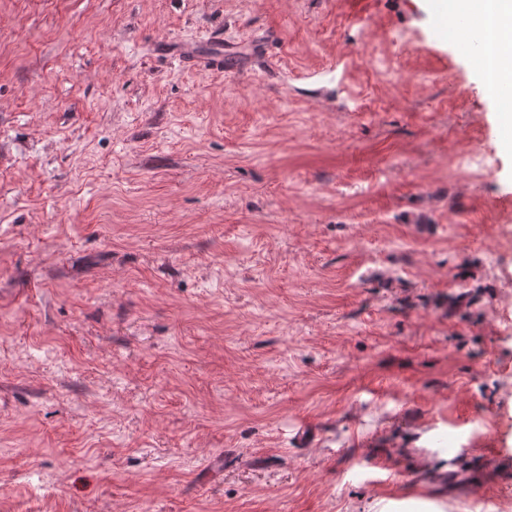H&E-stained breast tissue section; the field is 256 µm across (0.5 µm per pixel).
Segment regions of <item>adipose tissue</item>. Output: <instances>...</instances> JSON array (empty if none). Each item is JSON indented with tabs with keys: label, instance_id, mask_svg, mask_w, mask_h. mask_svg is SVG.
<instances>
[{
	"label": "adipose tissue",
	"instance_id": "adipose-tissue-1",
	"mask_svg": "<svg viewBox=\"0 0 512 512\" xmlns=\"http://www.w3.org/2000/svg\"><path fill=\"white\" fill-rule=\"evenodd\" d=\"M430 11L435 23L447 34L463 26H476L486 17L497 20V26L487 37L486 60L501 66L504 76L512 83V62L500 63L497 55L504 45H512V0H432Z\"/></svg>",
	"mask_w": 512,
	"mask_h": 512
}]
</instances>
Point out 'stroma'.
Masks as SVG:
<instances>
[{
  "label": "stroma",
  "mask_w": 512,
  "mask_h": 512,
  "mask_svg": "<svg viewBox=\"0 0 512 512\" xmlns=\"http://www.w3.org/2000/svg\"><path fill=\"white\" fill-rule=\"evenodd\" d=\"M418 493L512 512V151L428 0H0V512ZM193 67L199 68L206 72L223 71L226 75L232 73V68L228 62L225 63L224 49L222 43L214 42V47L211 52L205 55H200L196 60L192 61Z\"/></svg>",
  "instance_id": "1"
}]
</instances>
